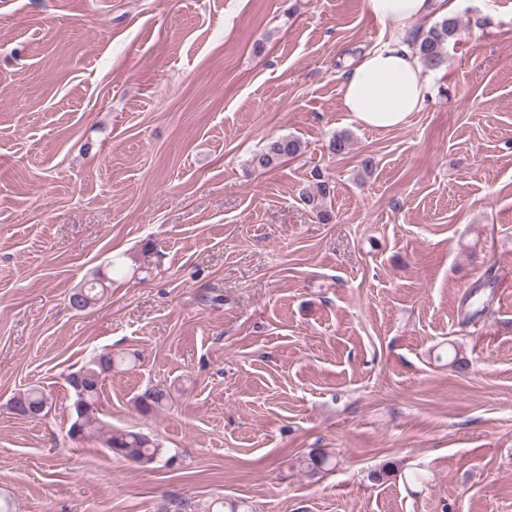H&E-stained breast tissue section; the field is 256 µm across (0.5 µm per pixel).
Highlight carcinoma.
<instances>
[{
    "label": "carcinoma",
    "mask_w": 512,
    "mask_h": 512,
    "mask_svg": "<svg viewBox=\"0 0 512 512\" xmlns=\"http://www.w3.org/2000/svg\"><path fill=\"white\" fill-rule=\"evenodd\" d=\"M458 31V20L453 16H444L432 23L428 29L415 40L416 53L422 65L428 70L443 67L446 62L445 47ZM301 151V143L290 136H281L270 140L260 154L254 156L253 162L259 168H268L284 159L297 156ZM330 196V187L325 180H316L313 185L304 187L299 192L300 200L314 213L318 220L328 221L331 214L325 207V200ZM106 290L104 282H92L89 287L80 289L71 294L70 305L75 310H83L103 295ZM115 359L112 352L97 353L79 370L69 373V376L81 377V391L75 392V417L68 429V434L75 440L98 433L103 447L121 457L140 464H151L161 458L165 449L156 439L130 430L112 427L96 417L98 400L100 397L103 375L112 371ZM167 400L165 391L157 388H147L139 396V407L150 411L160 407ZM51 405V396L40 388H30L13 400V409L16 414L26 417L28 411L37 407L38 415H43ZM303 468L311 473L318 474L329 469L331 459L321 450L310 451L301 460Z\"/></svg>",
    "instance_id": "1"
}]
</instances>
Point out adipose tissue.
Returning a JSON list of instances; mask_svg holds the SVG:
<instances>
[{"instance_id": "adipose-tissue-1", "label": "adipose tissue", "mask_w": 512, "mask_h": 512, "mask_svg": "<svg viewBox=\"0 0 512 512\" xmlns=\"http://www.w3.org/2000/svg\"><path fill=\"white\" fill-rule=\"evenodd\" d=\"M458 0H365L367 11L387 29V40L363 53L345 72L342 107L361 125L394 129L420 111L429 94L413 48L414 23L428 15L449 16Z\"/></svg>"}]
</instances>
